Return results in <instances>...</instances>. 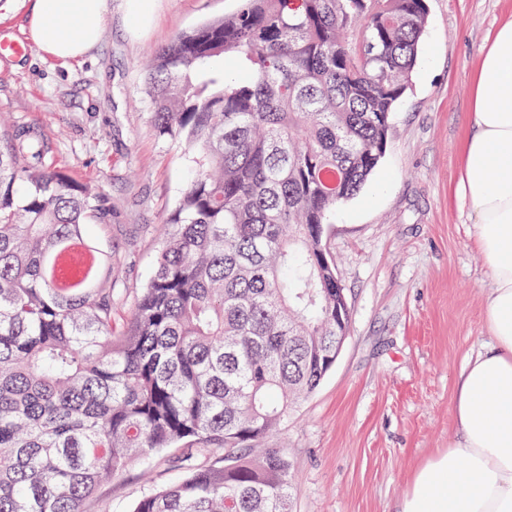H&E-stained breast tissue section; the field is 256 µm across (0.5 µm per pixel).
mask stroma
<instances>
[{
  "label": "stroma",
  "instance_id": "stroma-1",
  "mask_svg": "<svg viewBox=\"0 0 512 512\" xmlns=\"http://www.w3.org/2000/svg\"><path fill=\"white\" fill-rule=\"evenodd\" d=\"M237 0H154L142 26L112 0L97 49L60 63L0 56V120L42 128L54 164L98 187V248L123 259L116 320L149 281L160 230L192 173V154L150 122L143 64L174 37L223 18ZM411 86L392 114L389 144L360 192L332 214L324 244L350 308L334 368L289 410L271 445L292 465L293 512H395L417 467L447 448L454 380L487 342V267L457 192L477 59L512 0H428ZM170 452L103 483L112 512H131L170 483Z\"/></svg>",
  "mask_w": 512,
  "mask_h": 512
}]
</instances>
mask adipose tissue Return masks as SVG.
I'll list each match as a JSON object with an SVG mask.
<instances>
[{"instance_id": "1", "label": "adipose tissue", "mask_w": 512, "mask_h": 512, "mask_svg": "<svg viewBox=\"0 0 512 512\" xmlns=\"http://www.w3.org/2000/svg\"><path fill=\"white\" fill-rule=\"evenodd\" d=\"M110 0H32L27 31L44 57L82 59L98 44ZM460 192L491 285L488 343L469 353L454 385L457 425L447 448L416 469L397 512H512V20L476 66Z\"/></svg>"}]
</instances>
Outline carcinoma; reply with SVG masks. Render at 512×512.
Instances as JSON below:
<instances>
[{"mask_svg":"<svg viewBox=\"0 0 512 512\" xmlns=\"http://www.w3.org/2000/svg\"><path fill=\"white\" fill-rule=\"evenodd\" d=\"M237 2L145 71L155 132L195 167L122 327L116 261L87 231L100 193L57 170L41 129L0 130V512H87L101 483L185 446L132 512H292L266 440L350 316L315 251L386 151L428 5ZM69 244L100 256L89 288L53 287L46 261Z\"/></svg>","mask_w":512,"mask_h":512,"instance_id":"1","label":"carcinoma"}]
</instances>
